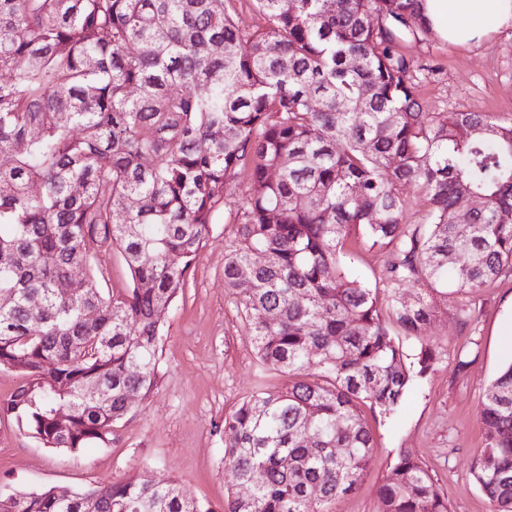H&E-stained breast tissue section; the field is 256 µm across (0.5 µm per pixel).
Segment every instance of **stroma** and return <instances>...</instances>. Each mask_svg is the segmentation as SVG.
<instances>
[{
    "instance_id": "stroma-1",
    "label": "stroma",
    "mask_w": 512,
    "mask_h": 512,
    "mask_svg": "<svg viewBox=\"0 0 512 512\" xmlns=\"http://www.w3.org/2000/svg\"><path fill=\"white\" fill-rule=\"evenodd\" d=\"M400 49L414 64L413 81L428 112H487L512 118V24L488 39L451 46L432 34L406 38ZM235 225L217 219L182 297L162 317L163 377L136 414L115 427L109 444L78 452L48 448L14 419L0 416V483L38 491L75 492L145 470L178 481L200 504L220 512L234 481L224 468V415L262 389L287 379L258 363L248 328L224 286V254ZM104 292L130 286L118 250L93 248ZM343 259L370 288L383 287L385 255L350 239ZM437 344L432 369L415 376L390 417L367 414L374 459L357 489L330 512H380L378 488L394 457L408 451L434 476L451 512H491L471 471L484 446L482 399L500 370L512 363V274L467 295H452L424 336H407L408 354Z\"/></svg>"
}]
</instances>
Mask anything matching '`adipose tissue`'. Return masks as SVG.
Wrapping results in <instances>:
<instances>
[{"label":"adipose tissue","mask_w":512,"mask_h":512,"mask_svg":"<svg viewBox=\"0 0 512 512\" xmlns=\"http://www.w3.org/2000/svg\"><path fill=\"white\" fill-rule=\"evenodd\" d=\"M420 13L439 38L467 45L512 23V0H421Z\"/></svg>","instance_id":"1"}]
</instances>
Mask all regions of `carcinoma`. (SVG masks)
I'll return each mask as SVG.
<instances>
[{
	"instance_id": "cac0c4a2",
	"label": "carcinoma",
	"mask_w": 512,
	"mask_h": 512,
	"mask_svg": "<svg viewBox=\"0 0 512 512\" xmlns=\"http://www.w3.org/2000/svg\"><path fill=\"white\" fill-rule=\"evenodd\" d=\"M252 2L263 23L246 30L233 0H0V371L20 378L0 416L50 448L110 441L129 391L158 388L157 312L247 166L224 287L248 273L257 359L290 382L224 415V467L252 495L228 493L222 512H327L373 457L361 406L389 415L412 381L392 324L418 336L434 294L512 273V119L422 110L399 50L428 31L421 0ZM407 185L423 194L419 224L404 221ZM465 190L484 206L463 219ZM358 234L386 253V287L345 269ZM94 245L121 250L126 294L101 291ZM436 359L421 347L418 373ZM483 413L472 473L493 512H512V364ZM379 496L383 512H449L407 453ZM0 512L202 510L137 472L66 499L1 484Z\"/></svg>"
}]
</instances>
